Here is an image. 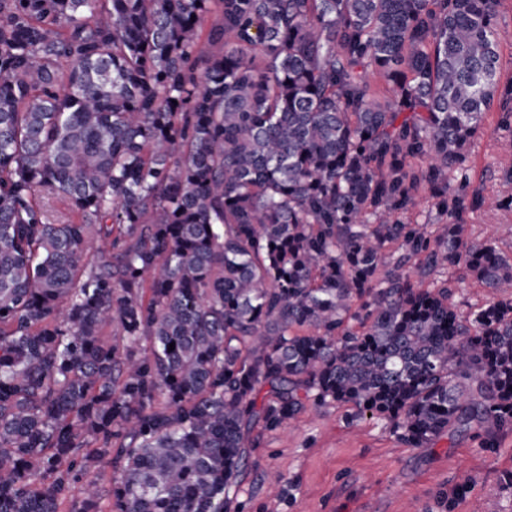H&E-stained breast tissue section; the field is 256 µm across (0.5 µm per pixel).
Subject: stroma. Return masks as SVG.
Listing matches in <instances>:
<instances>
[{"label": "stroma", "instance_id": "1", "mask_svg": "<svg viewBox=\"0 0 512 512\" xmlns=\"http://www.w3.org/2000/svg\"><path fill=\"white\" fill-rule=\"evenodd\" d=\"M500 93L472 140L466 161L448 172L463 196L460 223L472 238L512 254V199L503 175L512 156L500 149L503 112L512 110V0H501ZM487 206L472 207L474 198ZM482 431L443 435L412 448L383 422L348 419L344 407H310L251 448L252 467L234 500L239 512H512V431L483 447ZM284 477L270 496L268 473Z\"/></svg>", "mask_w": 512, "mask_h": 512}]
</instances>
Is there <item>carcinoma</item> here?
Listing matches in <instances>:
<instances>
[{
	"instance_id": "1",
	"label": "carcinoma",
	"mask_w": 512,
	"mask_h": 512,
	"mask_svg": "<svg viewBox=\"0 0 512 512\" xmlns=\"http://www.w3.org/2000/svg\"><path fill=\"white\" fill-rule=\"evenodd\" d=\"M498 2L0 0V512H230L309 404L512 431V256L402 220L463 205ZM433 203L432 187L423 182L415 194L414 204L410 206L404 215V221L411 224H444V222L455 221L448 216L440 217ZM491 297L492 290L490 288H484L466 279L459 283L455 301L461 316L468 317Z\"/></svg>"
}]
</instances>
